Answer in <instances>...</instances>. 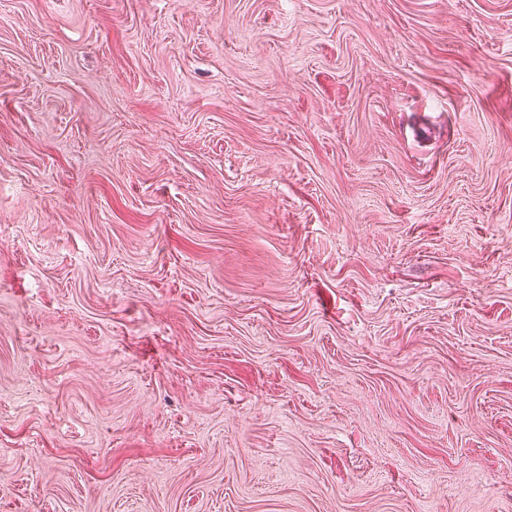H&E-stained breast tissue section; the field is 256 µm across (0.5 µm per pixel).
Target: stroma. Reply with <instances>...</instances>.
Instances as JSON below:
<instances>
[{"label": "stroma", "instance_id": "35a3bbf8", "mask_svg": "<svg viewBox=\"0 0 512 512\" xmlns=\"http://www.w3.org/2000/svg\"><path fill=\"white\" fill-rule=\"evenodd\" d=\"M0 512H512V0H0Z\"/></svg>", "mask_w": 512, "mask_h": 512}]
</instances>
